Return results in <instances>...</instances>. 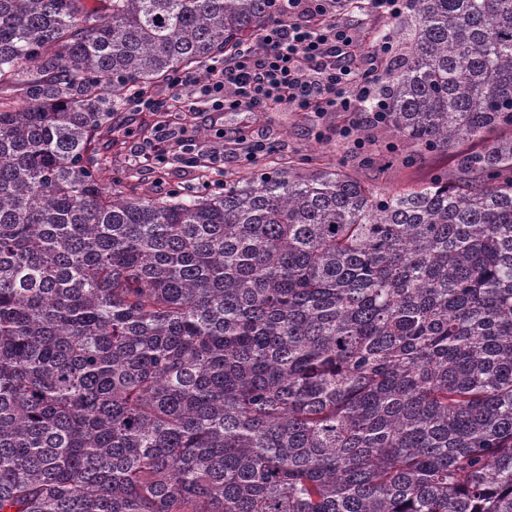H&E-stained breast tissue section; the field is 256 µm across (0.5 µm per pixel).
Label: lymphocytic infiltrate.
<instances>
[{
  "instance_id": "f902f5d3",
  "label": "lymphocytic infiltrate",
  "mask_w": 512,
  "mask_h": 512,
  "mask_svg": "<svg viewBox=\"0 0 512 512\" xmlns=\"http://www.w3.org/2000/svg\"><path fill=\"white\" fill-rule=\"evenodd\" d=\"M281 15L230 62L209 76L178 70L169 78L173 97L197 88L214 110L355 112L370 98L376 75L346 65L353 39L324 19L322 0H282Z\"/></svg>"
}]
</instances>
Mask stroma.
<instances>
[{"label": "stroma", "mask_w": 512, "mask_h": 512, "mask_svg": "<svg viewBox=\"0 0 512 512\" xmlns=\"http://www.w3.org/2000/svg\"><path fill=\"white\" fill-rule=\"evenodd\" d=\"M409 20L406 6H399L392 15H382L373 9L337 16L340 25L350 28L359 44L356 55L362 65L377 63L387 69L395 57L377 58L379 36L389 35L399 41ZM152 96L167 112H187L185 100L170 97L168 85L156 87ZM192 124V143L182 142L181 131L166 130L165 142H157L153 133L144 131L147 115L123 107L115 112L112 123L123 131L122 169L103 167L101 177L114 186L125 185L128 175L146 176L154 182V190H172L186 195L203 193L205 184H220L225 171L245 167L243 150L238 147L239 136L260 140L276 155L300 157L317 155L329 165L345 164L358 171L364 181L382 190L396 192L429 180L440 169H453L454 154L422 152L412 161L389 167L363 165L365 157L384 152L390 139L368 123L363 112H291L270 109L264 112L216 111L210 103L198 100L194 112H187ZM215 152L223 153V162L213 164L209 181L199 176L198 160L209 159Z\"/></svg>", "instance_id": "35a3bbf8"}]
</instances>
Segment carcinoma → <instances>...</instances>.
<instances>
[{
    "label": "carcinoma",
    "mask_w": 512,
    "mask_h": 512,
    "mask_svg": "<svg viewBox=\"0 0 512 512\" xmlns=\"http://www.w3.org/2000/svg\"><path fill=\"white\" fill-rule=\"evenodd\" d=\"M0 0V512H512V0H409L389 193L107 189L112 115L269 0ZM363 0H328L357 12Z\"/></svg>",
    "instance_id": "carcinoma-1"
}]
</instances>
